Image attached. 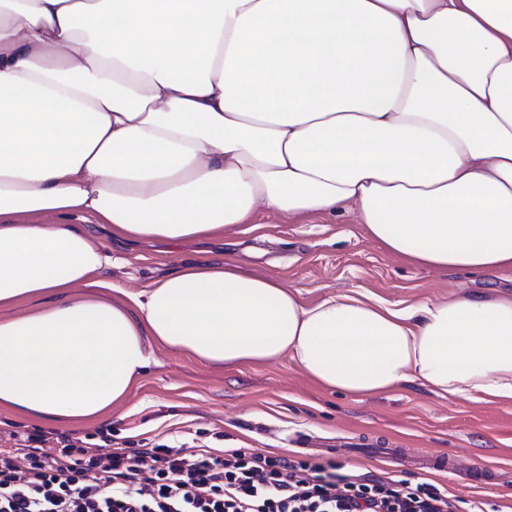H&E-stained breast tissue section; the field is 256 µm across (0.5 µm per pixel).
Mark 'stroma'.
<instances>
[{
  "mask_svg": "<svg viewBox=\"0 0 512 512\" xmlns=\"http://www.w3.org/2000/svg\"><path fill=\"white\" fill-rule=\"evenodd\" d=\"M254 228L221 239L163 244L112 242L114 263L105 275L120 288H143L191 263H232L243 271L281 280L304 302L350 289H365L388 304L442 299L467 292L512 290V268L491 273L443 271L392 254L369 238L353 207L289 221L264 209ZM111 426L112 440L171 447L259 449L312 466L330 462L342 472L429 483L485 512H512V403L465 397L448 399L409 384L352 397L331 392L288 359L238 367H214L159 349L136 380L123 406L101 421L70 427L0 410V435L40 430L48 437L86 439ZM302 435L328 440L302 448ZM353 438L343 451L336 438ZM403 449L402 460L382 449ZM450 455L456 472L422 465L425 457ZM492 480L476 482L478 473Z\"/></svg>",
  "mask_w": 512,
  "mask_h": 512,
  "instance_id": "1",
  "label": "stroma"
}]
</instances>
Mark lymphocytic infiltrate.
<instances>
[{
  "label": "lymphocytic infiltrate",
  "mask_w": 512,
  "mask_h": 512,
  "mask_svg": "<svg viewBox=\"0 0 512 512\" xmlns=\"http://www.w3.org/2000/svg\"><path fill=\"white\" fill-rule=\"evenodd\" d=\"M73 458L78 439L10 433L0 448V512H458L422 483L340 474L259 451L215 455L157 445Z\"/></svg>",
  "instance_id": "1"
}]
</instances>
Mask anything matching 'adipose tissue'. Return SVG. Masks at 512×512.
<instances>
[{"label": "adipose tissue", "instance_id": "ef3b65f1", "mask_svg": "<svg viewBox=\"0 0 512 512\" xmlns=\"http://www.w3.org/2000/svg\"><path fill=\"white\" fill-rule=\"evenodd\" d=\"M348 204L413 263L512 266V0H0V408L100 417L158 347L512 402V292L307 305L228 263L119 291L88 230L179 243Z\"/></svg>", "mask_w": 512, "mask_h": 512}]
</instances>
